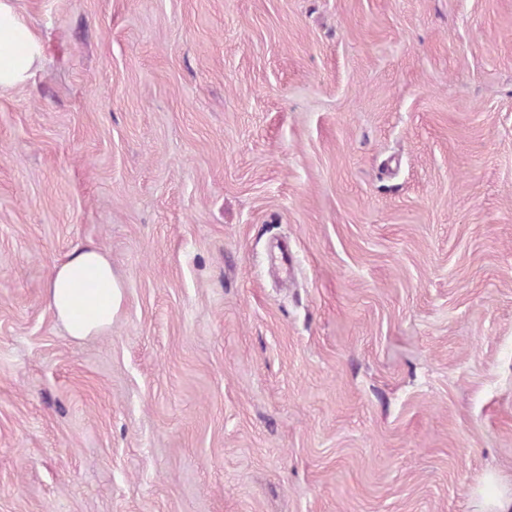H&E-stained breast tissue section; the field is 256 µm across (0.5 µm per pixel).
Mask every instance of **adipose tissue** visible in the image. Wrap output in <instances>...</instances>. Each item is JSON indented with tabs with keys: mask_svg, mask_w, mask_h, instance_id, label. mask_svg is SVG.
I'll list each match as a JSON object with an SVG mask.
<instances>
[{
	"mask_svg": "<svg viewBox=\"0 0 512 512\" xmlns=\"http://www.w3.org/2000/svg\"><path fill=\"white\" fill-rule=\"evenodd\" d=\"M47 49V41L21 20L11 0H0V90L26 83ZM46 302L72 338L110 330L120 294L108 256L86 247L55 260L47 272Z\"/></svg>",
	"mask_w": 512,
	"mask_h": 512,
	"instance_id": "1",
	"label": "adipose tissue"
}]
</instances>
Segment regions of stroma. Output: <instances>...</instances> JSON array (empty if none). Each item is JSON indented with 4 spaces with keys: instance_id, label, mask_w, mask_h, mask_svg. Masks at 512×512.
<instances>
[{
    "instance_id": "obj_1",
    "label": "stroma",
    "mask_w": 512,
    "mask_h": 512,
    "mask_svg": "<svg viewBox=\"0 0 512 512\" xmlns=\"http://www.w3.org/2000/svg\"><path fill=\"white\" fill-rule=\"evenodd\" d=\"M0 512L512 494V0H13ZM121 301L75 340L49 264ZM47 49V40L21 20L11 0H1L0 90L26 83ZM46 288L47 306L72 338L82 340L111 329L120 293L112 263L100 249H77L55 260Z\"/></svg>"
}]
</instances>
